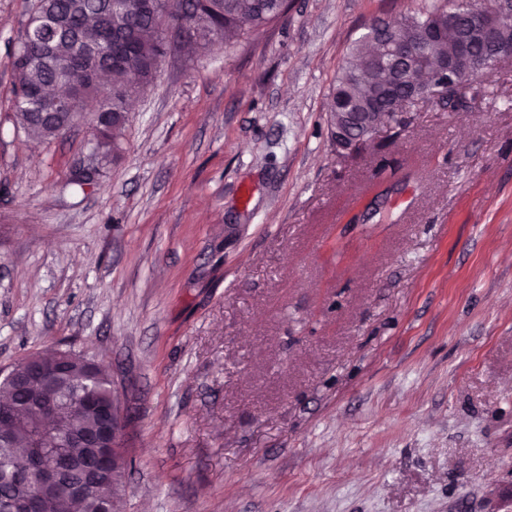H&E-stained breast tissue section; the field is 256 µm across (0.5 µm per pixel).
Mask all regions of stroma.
I'll list each match as a JSON object with an SVG mask.
<instances>
[{
  "instance_id": "stroma-1",
  "label": "stroma",
  "mask_w": 512,
  "mask_h": 512,
  "mask_svg": "<svg viewBox=\"0 0 512 512\" xmlns=\"http://www.w3.org/2000/svg\"><path fill=\"white\" fill-rule=\"evenodd\" d=\"M35 2L0 0V369L58 346L111 371L121 512H512V58L342 154L338 74L425 0H288L169 52L77 190L87 126L14 120Z\"/></svg>"
}]
</instances>
